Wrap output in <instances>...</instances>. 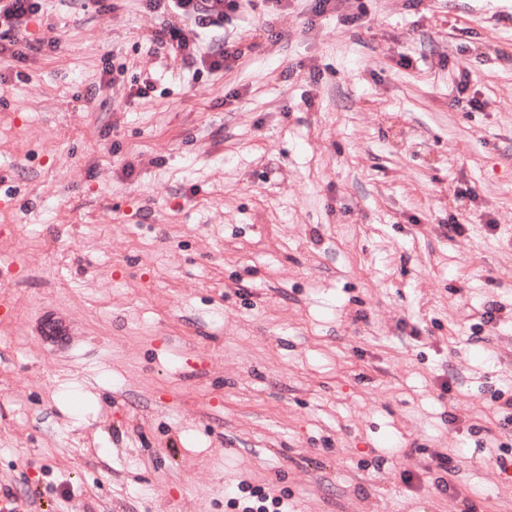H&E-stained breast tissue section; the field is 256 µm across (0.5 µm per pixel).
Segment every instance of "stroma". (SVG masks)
Here are the masks:
<instances>
[{
  "mask_svg": "<svg viewBox=\"0 0 512 512\" xmlns=\"http://www.w3.org/2000/svg\"><path fill=\"white\" fill-rule=\"evenodd\" d=\"M358 5L181 22L238 43L215 74L154 42L146 0L17 23L0 493L20 512H231L251 486L286 512H512L491 401L512 394V0H369L355 26Z\"/></svg>",
  "mask_w": 512,
  "mask_h": 512,
  "instance_id": "obj_1",
  "label": "stroma"
}]
</instances>
